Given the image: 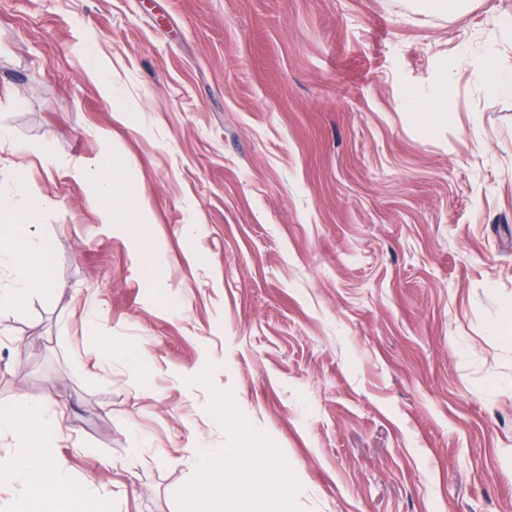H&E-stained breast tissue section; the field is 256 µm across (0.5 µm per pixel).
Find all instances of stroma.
Instances as JSON below:
<instances>
[{
	"instance_id": "stroma-1",
	"label": "stroma",
	"mask_w": 512,
	"mask_h": 512,
	"mask_svg": "<svg viewBox=\"0 0 512 512\" xmlns=\"http://www.w3.org/2000/svg\"><path fill=\"white\" fill-rule=\"evenodd\" d=\"M490 56L512 75V0H0V182L23 161L56 203L53 293L0 314V403L46 405L89 512H182L201 439L287 461L294 512H512ZM104 152L136 223L72 176ZM105 359L112 361L117 360L129 367H137L141 360V351L138 347H112L105 345L102 349Z\"/></svg>"
}]
</instances>
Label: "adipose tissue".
<instances>
[{"label": "adipose tissue", "instance_id": "obj_1", "mask_svg": "<svg viewBox=\"0 0 512 512\" xmlns=\"http://www.w3.org/2000/svg\"><path fill=\"white\" fill-rule=\"evenodd\" d=\"M116 164L112 154L103 153L78 162L74 176L94 198L107 202L115 197L126 199L125 213H136L141 206L138 182L131 176L124 184L114 183L112 170ZM0 252L10 255L14 262L13 287L0 289V313L26 296L34 284L50 287L46 272V262L53 252L50 240L22 233L15 224H1ZM0 434L10 435L14 441L12 457L0 461V485L10 483L21 470L29 476L30 490L16 503L14 512H78L83 491L61 479L64 463L49 449L56 426L47 408L32 403L21 411L1 405ZM195 453L198 475L184 493V512H208L214 506L222 512H238L239 506L255 495L260 498V512H288L286 464L258 454L244 458L239 448L201 445Z\"/></svg>", "mask_w": 512, "mask_h": 512}]
</instances>
